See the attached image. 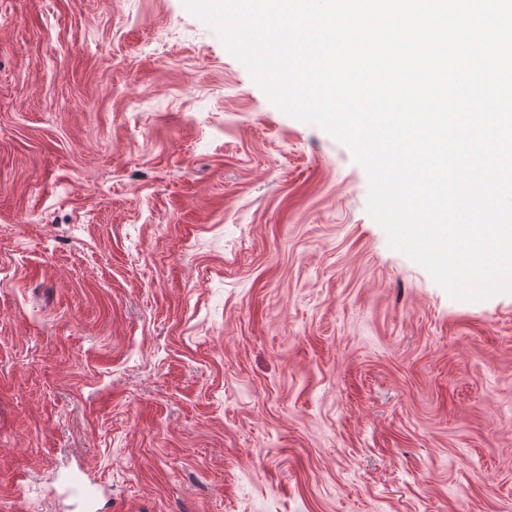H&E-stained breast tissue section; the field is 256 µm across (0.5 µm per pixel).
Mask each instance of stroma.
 <instances>
[{
  "label": "stroma",
  "mask_w": 512,
  "mask_h": 512,
  "mask_svg": "<svg viewBox=\"0 0 512 512\" xmlns=\"http://www.w3.org/2000/svg\"><path fill=\"white\" fill-rule=\"evenodd\" d=\"M183 0H0V512H512V292Z\"/></svg>",
  "instance_id": "1"
}]
</instances>
